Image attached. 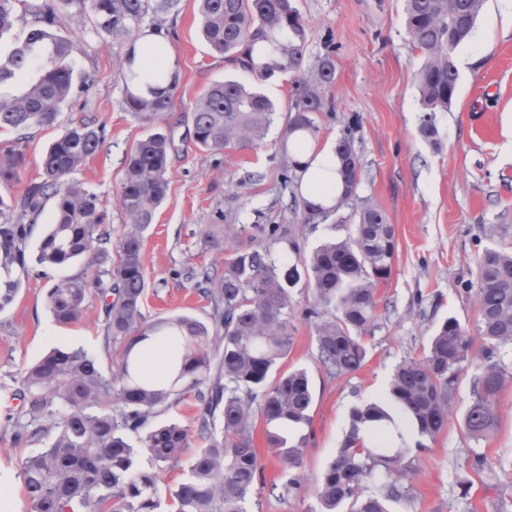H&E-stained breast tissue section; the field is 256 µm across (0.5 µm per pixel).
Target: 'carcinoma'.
Instances as JSON below:
<instances>
[{"label": "carcinoma", "instance_id": "cac0c4a2", "mask_svg": "<svg viewBox=\"0 0 512 512\" xmlns=\"http://www.w3.org/2000/svg\"><path fill=\"white\" fill-rule=\"evenodd\" d=\"M17 0H0V36L22 21ZM78 3L108 33L130 38L149 10L168 12L177 0H51L31 21L27 33L0 58V129L25 130L57 120L73 94L74 73L64 60L68 40L53 31L58 13ZM483 0H405V31L423 53L417 72L423 112L421 131L435 134V114L448 110L458 73L455 51L470 36ZM202 31L211 49L264 80L291 75L290 106L283 151H305L318 132L315 114L324 110L325 94L335 81L330 57L311 73L303 71L309 38L295 0H199ZM125 69L124 107L144 118L171 108L178 79L165 82L157 73L141 91L143 76ZM277 119L275 104L257 89L227 79L212 83L193 108L195 142L210 151L262 144ZM104 144L103 131L86 123L70 126L50 144L41 160L43 177L31 181L20 200L0 197V311L16 299L29 275L28 239L44 200L56 209L35 256L37 264L57 267L83 258L96 268L89 280L74 276L57 281L48 308L61 325L77 321L90 289L104 301L105 350L121 340L120 361L111 376L99 360L81 348L54 350L26 367L15 396V442L48 440L47 446L22 459L21 476L30 512H248L261 482L253 445V420L261 415L271 452L282 463V488L301 485L303 444L295 432L311 425L313 394L308 372L290 369L277 376L278 365L293 344L291 288L311 291L317 359L330 374L359 371L366 360V339L378 328V287L386 282L395 254V233L384 210L359 198L361 163L354 151L352 128L336 141L342 193L329 207L314 205L302 194L300 163L292 159L280 172L301 224L256 225L261 242L235 248L224 270L189 268L186 279L213 307L215 328L183 314L148 322L142 307L146 294L144 233L169 190L171 141L162 132L139 140L126 153L120 206L126 230L112 245L102 229L99 197L68 176ZM25 165L20 151L0 156V183L19 176ZM349 208L351 212L343 214ZM332 221L345 228L304 253L300 234ZM476 333L455 317L442 322L420 357H407L394 369L389 398L412 424L417 440L410 446L393 416L376 402L349 412V425L333 461L316 486L318 507L312 512H389L387 503L403 494L409 475L407 457L427 448L448 425L452 400L465 364H475L471 401L464 415L467 435L480 441L496 427L494 397L508 372L502 348L512 344V253L493 247L478 257ZM152 336L169 371L143 374L131 361L134 346ZM191 396L200 406L196 435L178 422L147 428L149 419ZM144 432L140 446L129 435ZM203 443L182 482L161 495L157 473L139 464L147 457L158 468L179 463L191 438ZM383 471L377 491L363 494L366 483Z\"/></svg>", "mask_w": 512, "mask_h": 512}]
</instances>
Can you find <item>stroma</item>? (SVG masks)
I'll use <instances>...</instances> for the list:
<instances>
[{"label": "stroma", "mask_w": 512, "mask_h": 512, "mask_svg": "<svg viewBox=\"0 0 512 512\" xmlns=\"http://www.w3.org/2000/svg\"><path fill=\"white\" fill-rule=\"evenodd\" d=\"M296 6L309 30L304 69L327 56L336 75L327 93L332 107L316 116L315 143L335 142L346 125L355 124L362 166L357 193L384 209L396 250L380 290L379 326L355 373L334 378L322 368L314 325L303 316L311 296L304 286L292 288L295 339L280 368L306 369L312 382L313 421L302 431L303 480L294 492L282 489V466L267 448L264 422H257L253 439L263 481L249 512H313L316 483L340 446L351 407L382 397L395 365L421 355L446 318L475 328V294L468 286L476 280L477 258L490 245L512 252V0H484L469 40L456 50V93L449 110L437 113L431 139L420 130L415 73L423 55L406 36L404 0H296ZM161 26L177 58L178 86L172 109L145 119L123 106L128 40L109 35L80 6L59 14L53 31L73 43L68 62L88 89L73 94L52 126L30 128L22 138L0 131V155L19 150L26 159L18 181L0 184V196L20 197L40 178L45 148L71 123L92 120L104 128V144L71 178L100 197L104 227L119 239L126 224L119 204L124 156L148 134L164 132L174 144L170 189L145 233L142 313L149 321L182 313L208 324L212 307L186 279V270L223 267L226 225L244 228L239 243L246 246L252 225L296 224L300 217L279 184L288 161L280 147L284 120L272 124L262 147L217 154L194 141L195 100L207 85L233 79L259 88L284 113L291 86L287 76L260 80L214 54L202 37L198 0H180L177 13L164 15ZM490 226L495 235L489 239L484 230ZM205 236L211 245L204 250ZM77 275L91 278L95 272L80 261L32 266L14 303L0 311V481L7 484L0 512H29L20 460L34 446L16 443L8 420L19 409L14 393L22 370L55 348L85 349L103 371L112 369L98 293L88 294L81 318L71 325L57 324L48 309L52 285ZM502 363L509 376L495 397L494 432L477 441L463 428L475 375L474 367H465L447 427L426 450L408 456L413 474L392 512H512V468L498 465L512 458V350ZM478 454L489 468H472Z\"/></svg>", "instance_id": "obj_1"}]
</instances>
